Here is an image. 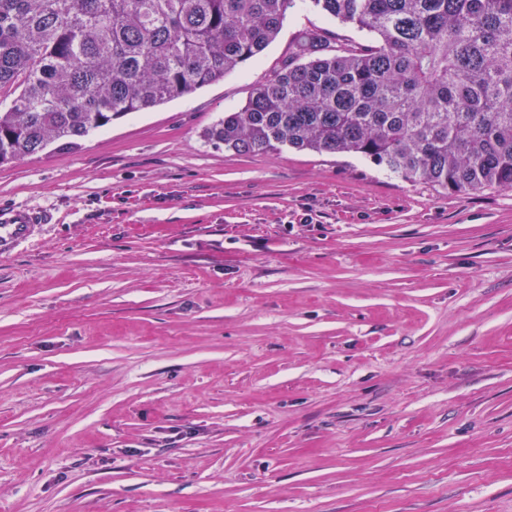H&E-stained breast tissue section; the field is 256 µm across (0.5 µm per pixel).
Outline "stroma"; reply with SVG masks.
<instances>
[{
	"label": "stroma",
	"mask_w": 512,
	"mask_h": 512,
	"mask_svg": "<svg viewBox=\"0 0 512 512\" xmlns=\"http://www.w3.org/2000/svg\"><path fill=\"white\" fill-rule=\"evenodd\" d=\"M312 27L0 166V512H512V189L202 136ZM50 217L41 211L21 207L0 208V256L10 254L19 244L29 240Z\"/></svg>",
	"instance_id": "35a3bbf8"
}]
</instances>
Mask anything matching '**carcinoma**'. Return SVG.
Instances as JSON below:
<instances>
[{
    "instance_id": "cac0c4a2",
    "label": "carcinoma",
    "mask_w": 512,
    "mask_h": 512,
    "mask_svg": "<svg viewBox=\"0 0 512 512\" xmlns=\"http://www.w3.org/2000/svg\"><path fill=\"white\" fill-rule=\"evenodd\" d=\"M309 2L373 39L300 32L208 141L361 156L455 192L512 188V0ZM292 3L0 0V165L223 79L275 41Z\"/></svg>"
}]
</instances>
